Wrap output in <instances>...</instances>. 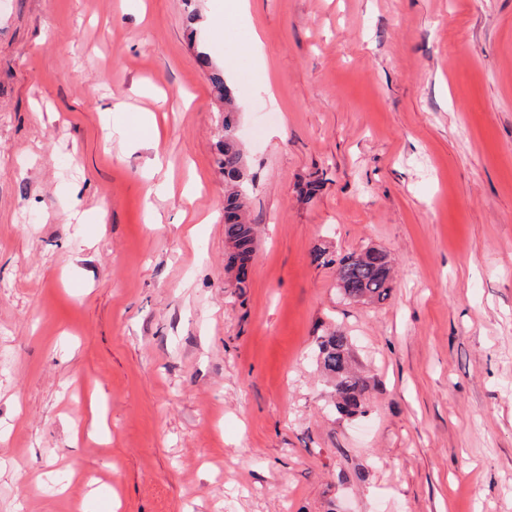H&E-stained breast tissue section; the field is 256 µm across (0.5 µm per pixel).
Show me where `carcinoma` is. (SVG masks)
<instances>
[{"instance_id": "carcinoma-1", "label": "carcinoma", "mask_w": 512, "mask_h": 512, "mask_svg": "<svg viewBox=\"0 0 512 512\" xmlns=\"http://www.w3.org/2000/svg\"><path fill=\"white\" fill-rule=\"evenodd\" d=\"M197 58L208 71L209 81L224 103L215 165L224 176V239L234 250L228 257V266L237 263L244 269L256 250L257 228L249 218L247 207L251 191L249 162L234 132L241 104L228 87L223 69L213 63L210 55L200 51ZM310 260L318 266L338 263L337 288L343 299L351 303L380 304L390 296L392 265L388 254L381 249L367 248L336 261L326 248L318 246L310 252ZM316 361L334 382L332 393L336 412L348 418L364 414L367 386L353 371L350 337L338 329L327 331L317 341Z\"/></svg>"}]
</instances>
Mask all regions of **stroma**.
I'll list each match as a JSON object with an SVG mask.
<instances>
[{
    "label": "stroma",
    "instance_id": "1",
    "mask_svg": "<svg viewBox=\"0 0 512 512\" xmlns=\"http://www.w3.org/2000/svg\"><path fill=\"white\" fill-rule=\"evenodd\" d=\"M215 2L0 0V512H512V0ZM202 43L245 103L242 296ZM317 245L386 251L389 298ZM316 361L334 382L336 412L348 418L364 414L367 386L353 371L350 337L339 329L327 331L317 341Z\"/></svg>",
    "mask_w": 512,
    "mask_h": 512
}]
</instances>
